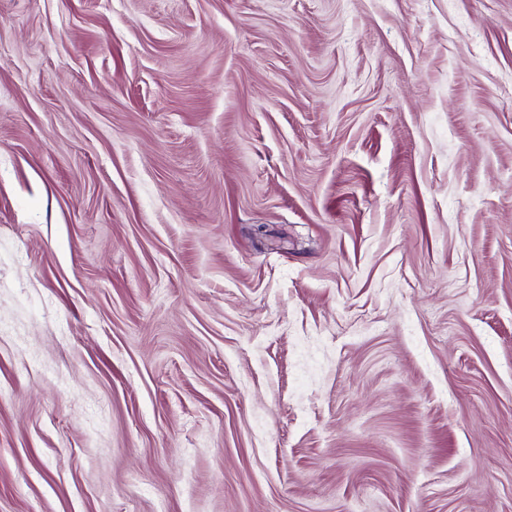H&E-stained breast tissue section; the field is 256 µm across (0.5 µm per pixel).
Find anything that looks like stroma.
<instances>
[{
    "label": "stroma",
    "mask_w": 512,
    "mask_h": 512,
    "mask_svg": "<svg viewBox=\"0 0 512 512\" xmlns=\"http://www.w3.org/2000/svg\"><path fill=\"white\" fill-rule=\"evenodd\" d=\"M0 512H512V0H0Z\"/></svg>",
    "instance_id": "35a3bbf8"
}]
</instances>
